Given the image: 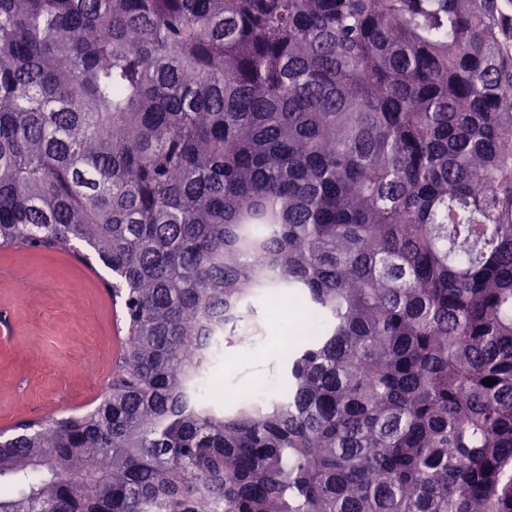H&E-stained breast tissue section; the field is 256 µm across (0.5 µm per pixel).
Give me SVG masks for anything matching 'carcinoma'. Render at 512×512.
<instances>
[{"label": "carcinoma", "instance_id": "1", "mask_svg": "<svg viewBox=\"0 0 512 512\" xmlns=\"http://www.w3.org/2000/svg\"><path fill=\"white\" fill-rule=\"evenodd\" d=\"M20 246L126 335L0 440V512H512V0H0ZM257 296L320 329L228 412Z\"/></svg>", "mask_w": 512, "mask_h": 512}]
</instances>
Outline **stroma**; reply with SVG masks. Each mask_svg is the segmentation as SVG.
<instances>
[{
	"label": "stroma",
	"mask_w": 512,
	"mask_h": 512,
	"mask_svg": "<svg viewBox=\"0 0 512 512\" xmlns=\"http://www.w3.org/2000/svg\"><path fill=\"white\" fill-rule=\"evenodd\" d=\"M248 343L224 341L210 371L209 399L232 408L245 395H275L288 357L315 334L313 315L291 334L264 298ZM122 336L98 274L66 253L0 250V430L97 404Z\"/></svg>",
	"instance_id": "35a3bbf8"
}]
</instances>
